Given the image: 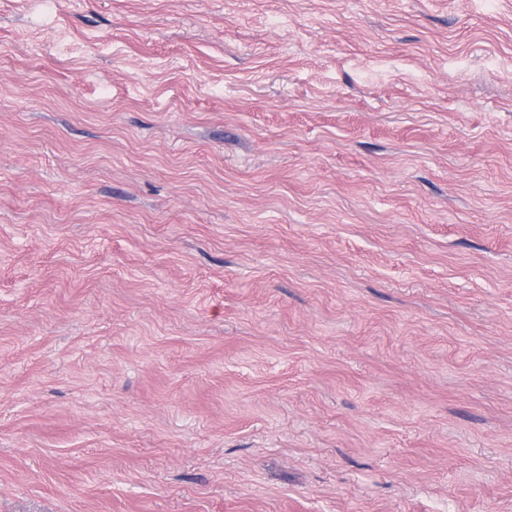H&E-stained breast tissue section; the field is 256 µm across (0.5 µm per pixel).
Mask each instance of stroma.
<instances>
[{
    "label": "stroma",
    "instance_id": "stroma-1",
    "mask_svg": "<svg viewBox=\"0 0 512 512\" xmlns=\"http://www.w3.org/2000/svg\"><path fill=\"white\" fill-rule=\"evenodd\" d=\"M0 512H512V0H0Z\"/></svg>",
    "mask_w": 512,
    "mask_h": 512
}]
</instances>
